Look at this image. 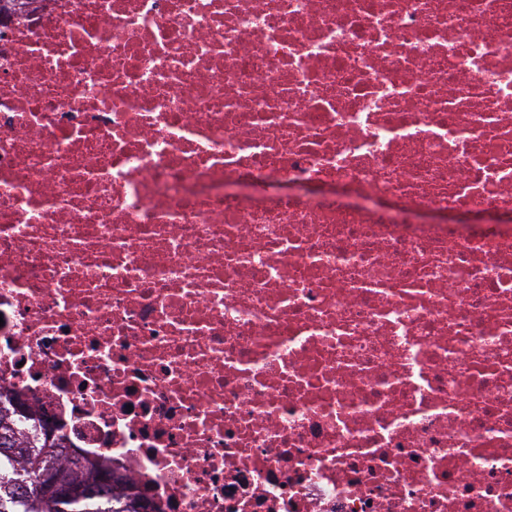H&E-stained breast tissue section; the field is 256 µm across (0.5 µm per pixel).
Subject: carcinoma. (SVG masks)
<instances>
[{"instance_id":"carcinoma-1","label":"carcinoma","mask_w":512,"mask_h":512,"mask_svg":"<svg viewBox=\"0 0 512 512\" xmlns=\"http://www.w3.org/2000/svg\"><path fill=\"white\" fill-rule=\"evenodd\" d=\"M17 396L0 389V512H142L139 497L124 481L92 487L74 504L52 503L40 491V478L55 471L77 483L108 475L100 461L81 462L65 438L49 432L36 408L9 414Z\"/></svg>"}]
</instances>
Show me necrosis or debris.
Wrapping results in <instances>:
<instances>
[{"mask_svg": "<svg viewBox=\"0 0 512 512\" xmlns=\"http://www.w3.org/2000/svg\"><path fill=\"white\" fill-rule=\"evenodd\" d=\"M0 387L156 512H512V0L0 17Z\"/></svg>", "mask_w": 512, "mask_h": 512, "instance_id": "obj_1", "label": "necrosis or debris"}]
</instances>
